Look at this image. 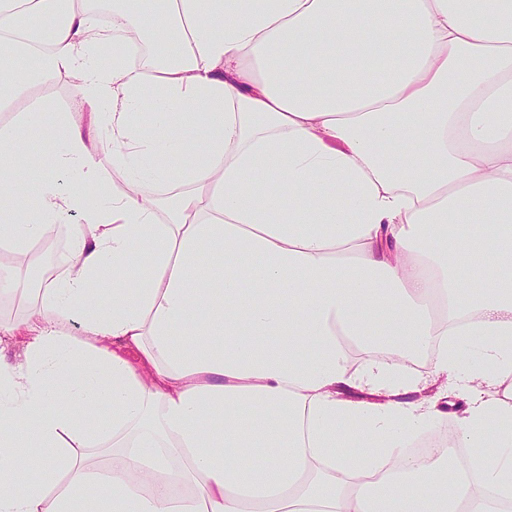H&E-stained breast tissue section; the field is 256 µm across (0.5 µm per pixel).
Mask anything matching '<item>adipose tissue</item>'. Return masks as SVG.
Listing matches in <instances>:
<instances>
[{
    "instance_id": "1",
    "label": "adipose tissue",
    "mask_w": 512,
    "mask_h": 512,
    "mask_svg": "<svg viewBox=\"0 0 512 512\" xmlns=\"http://www.w3.org/2000/svg\"><path fill=\"white\" fill-rule=\"evenodd\" d=\"M135 37L159 54L128 60ZM0 50L21 62L0 110L65 72L92 116L37 107L0 131V239L82 215L64 279L0 326L25 339L0 360V512L512 508V0H112L107 26L83 0H0ZM46 124L66 193L37 155L14 167ZM102 143L127 189L91 206ZM148 183L176 185L168 223ZM351 340L427 348L455 374L464 470L391 477L439 419L397 398L420 376L353 369ZM347 384L389 400L347 402ZM106 447L124 461L98 482L82 451ZM58 464L72 480L54 496L11 476Z\"/></svg>"
}]
</instances>
